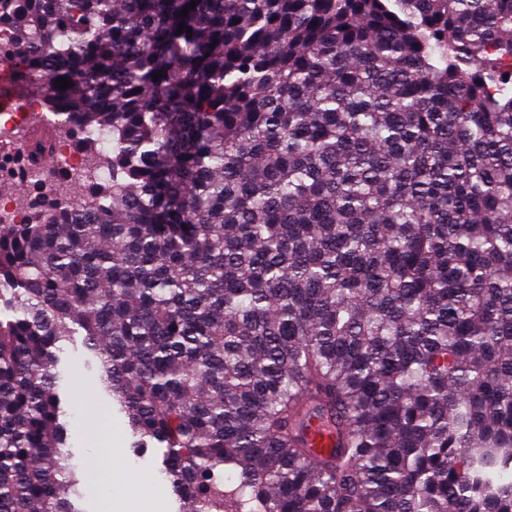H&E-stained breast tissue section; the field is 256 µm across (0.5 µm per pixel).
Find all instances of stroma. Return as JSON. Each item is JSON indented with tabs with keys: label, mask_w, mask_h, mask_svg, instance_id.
<instances>
[{
	"label": "stroma",
	"mask_w": 512,
	"mask_h": 512,
	"mask_svg": "<svg viewBox=\"0 0 512 512\" xmlns=\"http://www.w3.org/2000/svg\"><path fill=\"white\" fill-rule=\"evenodd\" d=\"M90 355L82 337L65 345L60 355L59 394L67 410L65 450L72 465L84 469L97 464L99 469L115 471L131 468L134 478L152 476L163 481V455L160 449H134L124 416L112 405L111 397L100 387L97 372L89 367ZM123 453L112 457L113 444Z\"/></svg>",
	"instance_id": "stroma-1"
}]
</instances>
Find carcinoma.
Instances as JSON below:
<instances>
[{
    "mask_svg": "<svg viewBox=\"0 0 512 512\" xmlns=\"http://www.w3.org/2000/svg\"><path fill=\"white\" fill-rule=\"evenodd\" d=\"M5 24L87 164L34 141L28 183L65 190L0 222V512H75L76 336L185 512H512V0H0Z\"/></svg>",
    "mask_w": 512,
    "mask_h": 512,
    "instance_id": "cac0c4a2",
    "label": "carcinoma"
}]
</instances>
